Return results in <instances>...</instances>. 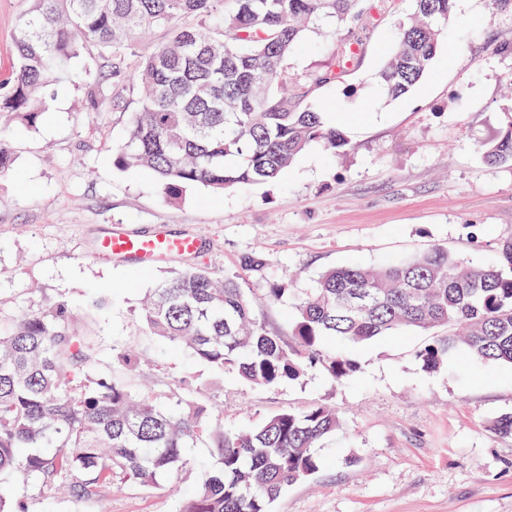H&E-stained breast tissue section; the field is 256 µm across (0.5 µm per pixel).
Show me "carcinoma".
I'll use <instances>...</instances> for the list:
<instances>
[{
    "instance_id": "cac0c4a2",
    "label": "carcinoma",
    "mask_w": 512,
    "mask_h": 512,
    "mask_svg": "<svg viewBox=\"0 0 512 512\" xmlns=\"http://www.w3.org/2000/svg\"><path fill=\"white\" fill-rule=\"evenodd\" d=\"M366 2L31 0L17 24L16 64L0 80V112L35 122L49 82L70 73L84 45L110 48L103 67L117 74L129 46L170 25L167 42L136 69L142 93L114 164L153 172L170 198L195 184L222 192L275 182L311 144L333 152L346 145L314 92L358 65L355 43L339 40L325 69L302 77L288 59L312 33L366 24ZM413 2L378 72L389 99L428 73L453 17L454 0ZM483 158L512 163V120ZM241 280L217 281L205 267L171 270L141 319L151 335L255 387L298 381L317 365L342 381L358 368L347 346L405 330L437 331L418 353L430 372L460 351L476 364L512 365L511 241L479 265L432 245L376 267L328 269L295 301L287 341L257 318ZM66 320L58 305L8 318L0 333V474L17 473L44 495L65 488L107 512L112 484H167L193 465L187 449L205 442L220 468L202 476L180 512H272L286 487L317 472L315 449L340 428L335 410L317 404L245 431L212 424L189 394L162 407L134 393L128 373L97 372L96 350ZM328 338L335 348L324 347Z\"/></svg>"
}]
</instances>
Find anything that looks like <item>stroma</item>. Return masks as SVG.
<instances>
[{
  "label": "stroma",
  "instance_id": "35a3bbf8",
  "mask_svg": "<svg viewBox=\"0 0 512 512\" xmlns=\"http://www.w3.org/2000/svg\"><path fill=\"white\" fill-rule=\"evenodd\" d=\"M29 0H0V78L16 63L14 36ZM377 25L357 29L361 61L343 80L319 88L326 121L347 144L329 154L313 146L278 182L217 194L195 185L166 197L154 175L122 170L112 148L136 107L140 56L167 37L146 34L126 69L102 68L104 48L90 43L75 59V78L53 84L35 126L0 117L12 166L0 174V316L66 305L72 327L87 337L102 372L131 357L136 393L163 403L182 395L209 407L224 428L253 426L288 408L323 404L342 425L317 450L319 469L288 487L275 512H512V437L489 428L512 412V368L474 366L454 356L443 370H424L417 353L429 334L406 331L351 349L348 379L313 368L295 382L252 387L218 374L180 345L148 334L140 304L173 268L205 266L216 278L242 274L268 332L288 336L293 304L326 269L379 265L431 245L472 263L490 261L512 240V165L486 164L484 144L512 110V19L491 18L488 0H456L432 69L408 95L383 100L376 74L388 35L414 10L412 0H384ZM104 83L111 104L92 109L88 94ZM196 232L200 254L173 257L145 273L135 261L96 257L98 239L120 226ZM261 266L246 268L249 258ZM279 285V303L262 302ZM107 298L88 314L89 300ZM191 469L176 490L112 486L109 512H180L203 472L219 463L206 446L192 449ZM6 512H96L69 493L41 496L0 478Z\"/></svg>",
  "mask_w": 512,
  "mask_h": 512
}]
</instances>
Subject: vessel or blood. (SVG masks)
I'll list each match as a JSON object with an SVG mask.
<instances>
[{"instance_id":"vessel-or-blood-1","label":"vessel or blood","mask_w":512,"mask_h":512,"mask_svg":"<svg viewBox=\"0 0 512 512\" xmlns=\"http://www.w3.org/2000/svg\"><path fill=\"white\" fill-rule=\"evenodd\" d=\"M200 250L201 240L197 235H175L160 226L145 234L114 227L112 232L98 240L96 248L97 253L102 256L134 260L144 271L153 269L172 256H190Z\"/></svg>"}]
</instances>
